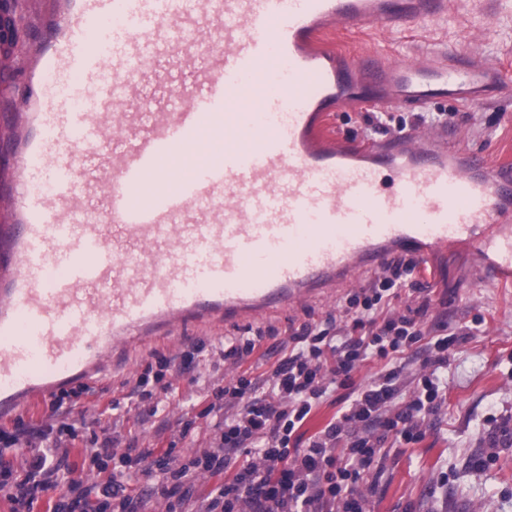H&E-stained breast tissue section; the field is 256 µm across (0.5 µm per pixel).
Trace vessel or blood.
Here are the masks:
<instances>
[{
  "label": "vessel or blood",
  "instance_id": "b4317fda",
  "mask_svg": "<svg viewBox=\"0 0 512 512\" xmlns=\"http://www.w3.org/2000/svg\"><path fill=\"white\" fill-rule=\"evenodd\" d=\"M452 0H18L0 38V417L105 375L185 324L253 322L351 287L393 252L473 247L512 282V165L447 131L366 152L326 112L477 103L472 54L397 62L326 48L341 27L446 16ZM24 109H16V98Z\"/></svg>",
  "mask_w": 512,
  "mask_h": 512
}]
</instances>
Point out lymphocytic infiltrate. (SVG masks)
Segmentation results:
<instances>
[{"instance_id":"lymphocytic-infiltrate-1","label":"lymphocytic infiltrate","mask_w":512,"mask_h":512,"mask_svg":"<svg viewBox=\"0 0 512 512\" xmlns=\"http://www.w3.org/2000/svg\"><path fill=\"white\" fill-rule=\"evenodd\" d=\"M417 267L414 259L394 257L367 288L347 295L337 314L289 328L277 363L260 374L244 363L260 348L261 334L225 337L221 357L241 371L215 390L209 406L219 418L220 439L186 463H179L175 447L122 452L118 438L107 437L82 450L81 464L103 475L87 486L75 476L78 466L61 451L65 441L77 437L73 425L61 421L35 431L0 427V450L20 459L19 467L0 466V497L11 512H33L42 499L46 512H140L145 499L129 494L116 476L136 469L153 474L152 496L168 499V512H178L197 473L218 474L231 467L233 478L218 485L198 512H323L328 505L337 512H367L365 498L353 493L351 484L382 466L387 437L407 443L423 439L422 423L447 398L443 371L448 357L464 340L463 333L443 323L428 335L423 319L429 302L423 297L416 308L396 307L402 288L422 296ZM420 343L429 355L424 371L412 376L408 370ZM201 351V345L192 346L176 366L159 359L155 376L137 377L133 392L151 401V413L176 391L167 373L187 372ZM372 359L380 360L381 368L355 384L354 372ZM152 382L159 391L149 390ZM333 396L341 402L333 419L313 436L302 437L310 415ZM339 449L345 457L341 467L336 464Z\"/></svg>"}]
</instances>
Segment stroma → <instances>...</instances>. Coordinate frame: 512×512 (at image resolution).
I'll return each instance as SVG.
<instances>
[{"mask_svg": "<svg viewBox=\"0 0 512 512\" xmlns=\"http://www.w3.org/2000/svg\"><path fill=\"white\" fill-rule=\"evenodd\" d=\"M329 41L355 58L385 53L411 59L421 50H477L512 74V0H457L447 16L406 30L363 26L335 33ZM428 109L446 114L448 130L477 159H512V86L469 108L448 98L433 100ZM374 110L368 100L328 113L325 131L372 150L387 134L396 133V120H405L418 132L431 129L430 124L415 122L413 107L398 103L386 108L393 125L371 134L366 118ZM427 265L421 277L429 284L431 314L453 326H475L476 331L448 361L447 401L425 420L424 438L409 444L387 440L380 474L368 476L355 489L367 497L370 512H512V443L492 448L483 440L493 422L512 429V284L480 286L476 258L465 245L434 251ZM337 303L334 297L320 298L252 322V329L266 336L268 362L277 360L278 345L287 340L290 324L323 320L335 312ZM241 333L238 327H179L170 337L119 358L109 374L92 384L90 394L62 414L77 431L71 460H78L86 443L114 433L124 448H165L173 443L189 454L214 446L215 419L206 408L214 390L237 369L219 361L213 349L224 337ZM200 341L207 346L199 358L200 384L180 380L179 395L161 414L149 416V403L131 392L137 376L159 358L179 359Z\"/></svg>", "mask_w": 512, "mask_h": 512, "instance_id": "stroma-1", "label": "stroma"}]
</instances>
